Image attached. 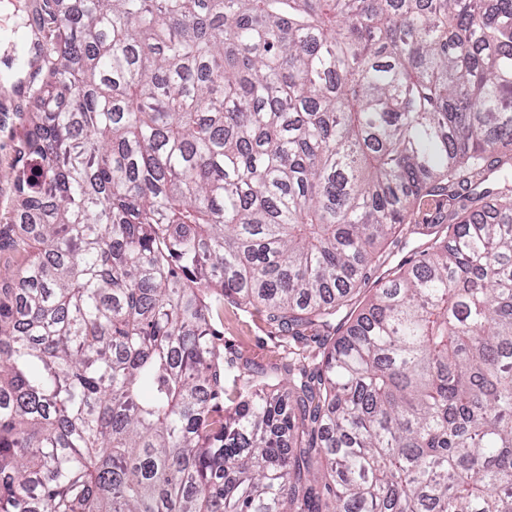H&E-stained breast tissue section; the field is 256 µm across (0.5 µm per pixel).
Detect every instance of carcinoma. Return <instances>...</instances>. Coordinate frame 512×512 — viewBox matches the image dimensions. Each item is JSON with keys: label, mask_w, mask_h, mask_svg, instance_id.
<instances>
[{"label": "carcinoma", "mask_w": 512, "mask_h": 512, "mask_svg": "<svg viewBox=\"0 0 512 512\" xmlns=\"http://www.w3.org/2000/svg\"><path fill=\"white\" fill-rule=\"evenodd\" d=\"M53 3L0 512H512V0ZM442 207L440 198L427 197L415 206L410 216V222L412 224H434ZM214 328L225 355L236 361V368L227 374L228 384L237 375H243L246 363L250 367L269 369L285 355V342L265 321L252 311L225 308L221 319H215Z\"/></svg>", "instance_id": "obj_1"}]
</instances>
